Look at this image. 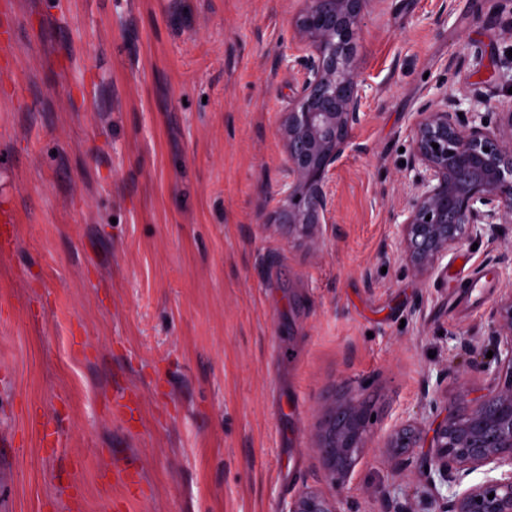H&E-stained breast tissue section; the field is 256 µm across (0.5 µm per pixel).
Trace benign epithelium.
Wrapping results in <instances>:
<instances>
[{
  "instance_id": "1",
  "label": "benign epithelium",
  "mask_w": 512,
  "mask_h": 512,
  "mask_svg": "<svg viewBox=\"0 0 512 512\" xmlns=\"http://www.w3.org/2000/svg\"><path fill=\"white\" fill-rule=\"evenodd\" d=\"M375 0H305L294 20L303 54L299 97L284 117L287 179L280 195L288 207L278 222L319 244L318 226L329 221L332 171L360 121L364 84L353 52L362 17ZM432 101L413 127L415 175L404 220L401 256L419 275L436 271L448 250L465 240L497 238L512 223V112H494L478 89ZM438 148H433V144ZM493 338L501 371L497 384L461 412L432 421L425 462V491L408 512H512V291L493 311ZM370 413L358 398L323 408L314 433L327 480L341 489L367 449ZM486 477L455 488L479 468ZM452 491L451 497L438 487ZM493 498H488V495ZM286 512H341L334 499L304 489Z\"/></svg>"
}]
</instances>
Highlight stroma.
I'll return each mask as SVG.
<instances>
[{
	"mask_svg": "<svg viewBox=\"0 0 512 512\" xmlns=\"http://www.w3.org/2000/svg\"><path fill=\"white\" fill-rule=\"evenodd\" d=\"M302 0H0V512H399L434 407L493 382L512 230L420 276L397 254L416 115L476 87L512 112L504 0H376L366 97L321 244L276 223ZM492 280L488 299L460 300ZM375 419L343 489L312 439L325 404ZM58 425L59 447L42 446ZM137 474L128 491L119 475ZM389 490V500L375 490ZM286 512H341L336 499H330L316 489H304L295 496Z\"/></svg>",
	"mask_w": 512,
	"mask_h": 512,
	"instance_id": "obj_1",
	"label": "stroma"
}]
</instances>
